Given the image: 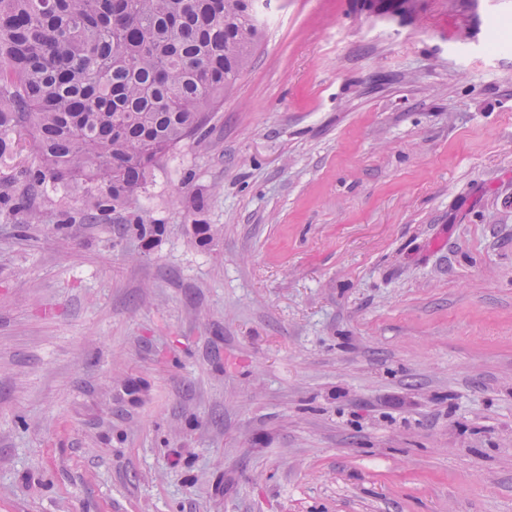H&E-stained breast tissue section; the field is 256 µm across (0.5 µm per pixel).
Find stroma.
<instances>
[{
  "label": "stroma",
  "instance_id": "stroma-1",
  "mask_svg": "<svg viewBox=\"0 0 512 512\" xmlns=\"http://www.w3.org/2000/svg\"><path fill=\"white\" fill-rule=\"evenodd\" d=\"M259 6L129 209L0 212V512H512V0Z\"/></svg>",
  "mask_w": 512,
  "mask_h": 512
}]
</instances>
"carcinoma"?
Masks as SVG:
<instances>
[{
	"mask_svg": "<svg viewBox=\"0 0 512 512\" xmlns=\"http://www.w3.org/2000/svg\"><path fill=\"white\" fill-rule=\"evenodd\" d=\"M261 33L255 0H0V158L27 134L15 182L114 212L202 135Z\"/></svg>",
	"mask_w": 512,
	"mask_h": 512,
	"instance_id": "cac0c4a2",
	"label": "carcinoma"
}]
</instances>
